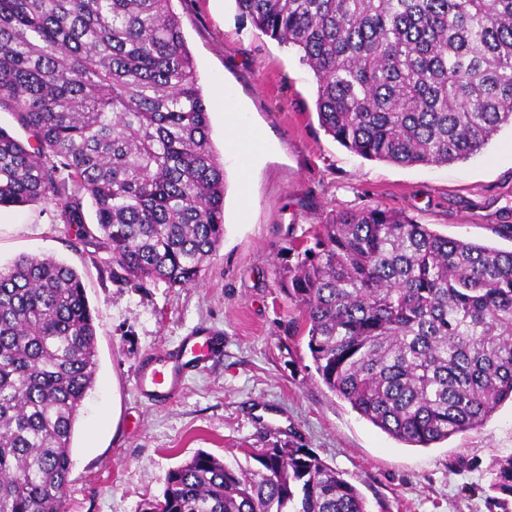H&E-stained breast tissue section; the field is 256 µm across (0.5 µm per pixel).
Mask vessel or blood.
Segmentation results:
<instances>
[{
    "label": "vessel or blood",
    "mask_w": 512,
    "mask_h": 512,
    "mask_svg": "<svg viewBox=\"0 0 512 512\" xmlns=\"http://www.w3.org/2000/svg\"><path fill=\"white\" fill-rule=\"evenodd\" d=\"M224 345L220 337L206 329H195L182 336L170 349L145 358L136 373V388L144 398L168 402L179 396L191 373L206 368L210 358Z\"/></svg>",
    "instance_id": "b4317fda"
}]
</instances>
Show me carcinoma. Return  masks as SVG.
<instances>
[{"label":"carcinoma","mask_w":512,"mask_h":512,"mask_svg":"<svg viewBox=\"0 0 512 512\" xmlns=\"http://www.w3.org/2000/svg\"><path fill=\"white\" fill-rule=\"evenodd\" d=\"M172 0H0V208L51 201L107 251L112 281L197 282L224 238V165ZM295 47L325 133L372 161L448 164L512 127V0H235ZM94 210L96 233L84 222ZM275 271L325 386L395 440L427 448L512 401V250L449 239L378 205L311 231ZM97 333L76 270L0 268V512H66L72 436ZM198 451L141 512H368L310 448ZM489 509L512 512V453Z\"/></svg>","instance_id":"obj_1"}]
</instances>
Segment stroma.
I'll return each mask as SVG.
<instances>
[{
  "label": "stroma",
  "instance_id": "35a3bbf8",
  "mask_svg": "<svg viewBox=\"0 0 512 512\" xmlns=\"http://www.w3.org/2000/svg\"><path fill=\"white\" fill-rule=\"evenodd\" d=\"M172 5L224 165V240L200 282L114 284L109 254L80 242L54 204L0 209V266L23 254L55 257L81 275L95 317L98 368L74 426L67 512H141L197 450L246 466L252 449L292 441L355 485L370 512H489L491 461L512 452V405L430 448L395 441L323 384L274 270L295 264L310 225L375 205L511 250L492 227L512 224V129L465 161L363 159L320 127L316 80L295 48L260 34L233 0ZM231 110L243 115L235 135ZM198 327L222 335L223 352L176 399L139 395L143 358Z\"/></svg>",
  "mask_w": 512,
  "mask_h": 512
}]
</instances>
